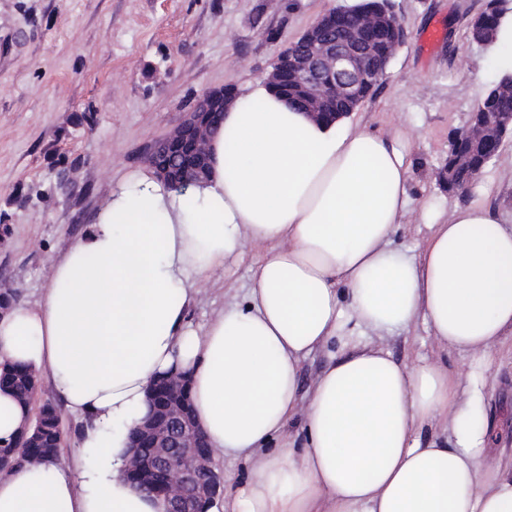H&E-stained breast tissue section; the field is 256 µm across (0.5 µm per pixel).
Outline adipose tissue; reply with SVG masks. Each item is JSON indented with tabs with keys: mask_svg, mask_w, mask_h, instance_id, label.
Masks as SVG:
<instances>
[{
	"mask_svg": "<svg viewBox=\"0 0 512 512\" xmlns=\"http://www.w3.org/2000/svg\"><path fill=\"white\" fill-rule=\"evenodd\" d=\"M209 151V177L184 190L150 169L125 177L52 260L43 299L0 315V366L48 371L81 420L74 469L0 476V512H162L125 469L150 387L171 371L188 373L212 448L250 466L208 512H512L487 378L512 338V224L456 207L419 247L396 248L409 134L314 120L262 79L226 108ZM249 244L260 251L242 301L195 326L204 288ZM419 324L436 357L381 347ZM31 419L0 388V440Z\"/></svg>",
	"mask_w": 512,
	"mask_h": 512,
	"instance_id": "adipose-tissue-1",
	"label": "adipose tissue"
}]
</instances>
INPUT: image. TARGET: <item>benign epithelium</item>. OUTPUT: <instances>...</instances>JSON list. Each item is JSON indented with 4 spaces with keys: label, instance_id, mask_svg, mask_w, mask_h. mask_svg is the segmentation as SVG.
I'll return each instance as SVG.
<instances>
[{
    "label": "benign epithelium",
    "instance_id": "1",
    "mask_svg": "<svg viewBox=\"0 0 512 512\" xmlns=\"http://www.w3.org/2000/svg\"><path fill=\"white\" fill-rule=\"evenodd\" d=\"M338 13L340 10L332 9L321 15L279 54L267 76L273 87L288 81L300 85L304 89V106L315 120L324 119L329 101L352 96L358 80L366 73L386 75L388 61L374 57L368 48L372 35L382 29L389 32L395 49L405 39L403 20L394 10L378 14L351 12L337 27L334 22ZM235 99L230 89L204 92L177 127L147 148L145 161L175 187L194 184L200 168L208 161L211 128L207 127V118L224 111ZM509 136L512 137V112H472L449 141V148H454L462 137L484 141L493 145L491 157L495 158ZM190 150L196 154L193 166L175 169L160 163L163 156ZM148 399L151 414L131 433L126 476L133 482L149 481L163 512H204L207 494L203 484L207 476L215 478L217 473L210 445L188 415L186 382L168 375ZM146 442L156 448L149 463L142 462L139 454Z\"/></svg>",
    "mask_w": 512,
    "mask_h": 512
}]
</instances>
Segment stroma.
Listing matches in <instances>:
<instances>
[{"label": "stroma", "mask_w": 512, "mask_h": 512, "mask_svg": "<svg viewBox=\"0 0 512 512\" xmlns=\"http://www.w3.org/2000/svg\"><path fill=\"white\" fill-rule=\"evenodd\" d=\"M355 0H0V285L39 300L52 259L80 236L144 148L179 125L203 92L266 76L280 52L329 9ZM406 37L372 96L350 116L412 136L410 223L394 244L415 248L423 211L484 204L512 218V138L466 193L436 172L448 141L497 79L488 47L468 37L486 0H393ZM443 38L424 50L422 34ZM256 247L227 263L224 287L192 309L195 326L242 299Z\"/></svg>", "instance_id": "35a3bbf8"}]
</instances>
